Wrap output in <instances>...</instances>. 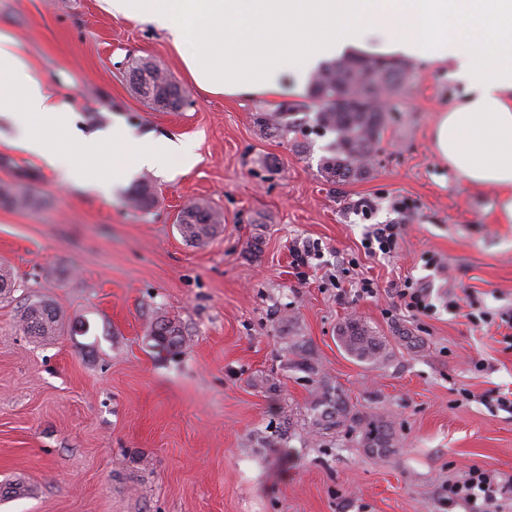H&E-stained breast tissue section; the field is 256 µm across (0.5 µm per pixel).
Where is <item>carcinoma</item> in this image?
I'll use <instances>...</instances> for the list:
<instances>
[{
  "instance_id": "obj_1",
  "label": "carcinoma",
  "mask_w": 512,
  "mask_h": 512,
  "mask_svg": "<svg viewBox=\"0 0 512 512\" xmlns=\"http://www.w3.org/2000/svg\"><path fill=\"white\" fill-rule=\"evenodd\" d=\"M135 89L154 104L177 109L185 101L178 85L161 75L158 67L144 60L132 70ZM408 76L407 66L398 61L376 58H341L326 64L313 76L311 95L316 105L313 127L333 135L329 154L322 158L321 176L328 182H347L367 170L370 158L379 150L385 111L373 107L372 100L389 95ZM342 98L343 105L324 108L319 103ZM254 123L262 130L284 136L296 132L298 118L293 109L286 112H256ZM219 223L210 205L197 201L184 208L179 216L182 234L200 241L212 233ZM23 329L32 336H53L60 325L56 307L36 300L20 313ZM154 336L165 347H179L183 339L171 323H156ZM338 342L343 351L358 363L371 368L387 365L393 357L388 337L357 317L346 319L338 329ZM309 428L324 434L349 428L357 433L358 443L376 456L394 452L393 426L380 414L362 417L349 405L344 393L329 380L319 381L310 405Z\"/></svg>"
}]
</instances>
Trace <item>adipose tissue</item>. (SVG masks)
I'll use <instances>...</instances> for the list:
<instances>
[{"instance_id":"adipose-tissue-1","label":"adipose tissue","mask_w":512,"mask_h":512,"mask_svg":"<svg viewBox=\"0 0 512 512\" xmlns=\"http://www.w3.org/2000/svg\"><path fill=\"white\" fill-rule=\"evenodd\" d=\"M113 17L163 32L209 94L271 103L305 95L311 73L342 56L429 66L462 93L432 133L437 158L465 185L499 192L512 224V0H104ZM0 114L24 151L68 182L103 194L135 169L193 166L186 140L134 137L119 124L87 133L55 101L18 42L0 31Z\"/></svg>"}]
</instances>
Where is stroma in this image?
Here are the masks:
<instances>
[{
    "label": "stroma",
    "instance_id": "stroma-1",
    "mask_svg": "<svg viewBox=\"0 0 512 512\" xmlns=\"http://www.w3.org/2000/svg\"><path fill=\"white\" fill-rule=\"evenodd\" d=\"M0 30L80 127L119 123L191 141L198 156L169 176L138 173L155 198L138 208L130 188L106 200L65 183L0 117V189L33 200L0 203V268L16 281L0 292V489L16 476L40 488L0 497V512H471L443 504L442 484L474 465L512 477V411L500 404L512 345L448 307L467 292L512 310V224L496 221V190H470L432 151L455 83L412 66L371 172L331 184L318 171L327 138L260 131L263 101L199 90L162 32L112 17L102 0H0ZM140 59L186 103L140 96ZM362 199L374 206L367 220L352 209ZM198 200L221 222L192 242L177 216ZM368 222L403 224L397 254L365 252ZM305 248L316 257L302 269ZM366 277L376 296L360 293ZM407 279L431 285L434 312L400 307ZM36 298L59 309L56 335L19 326ZM351 315L388 337L407 328L419 344L396 346L380 369L355 363L336 344ZM160 319L180 329L181 348L156 346ZM291 333L317 373L290 365ZM320 374L360 415L391 417L393 453L369 454L345 431L310 434Z\"/></svg>",
    "mask_w": 512,
    "mask_h": 512
}]
</instances>
